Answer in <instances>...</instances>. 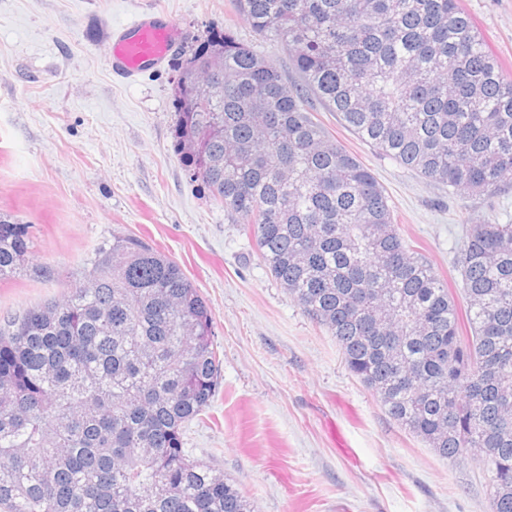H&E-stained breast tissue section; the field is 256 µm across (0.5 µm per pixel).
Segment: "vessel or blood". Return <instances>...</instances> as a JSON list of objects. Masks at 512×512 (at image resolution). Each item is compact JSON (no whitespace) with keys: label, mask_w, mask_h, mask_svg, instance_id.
<instances>
[{"label":"vessel or blood","mask_w":512,"mask_h":512,"mask_svg":"<svg viewBox=\"0 0 512 512\" xmlns=\"http://www.w3.org/2000/svg\"><path fill=\"white\" fill-rule=\"evenodd\" d=\"M178 30L167 18L152 11L112 32V74L123 81L135 80L145 70L162 65L174 51Z\"/></svg>","instance_id":"1"}]
</instances>
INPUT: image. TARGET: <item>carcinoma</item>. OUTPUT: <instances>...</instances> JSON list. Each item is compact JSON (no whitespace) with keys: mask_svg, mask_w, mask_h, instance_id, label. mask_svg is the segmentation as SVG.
<instances>
[{"mask_svg":"<svg viewBox=\"0 0 512 512\" xmlns=\"http://www.w3.org/2000/svg\"><path fill=\"white\" fill-rule=\"evenodd\" d=\"M234 7L299 81L233 26L208 32L174 85L182 165L395 422L442 459L489 449V512H512V223L470 225L458 305L310 105L424 179L493 197L512 186V78L458 0ZM29 249L28 226L0 219V281ZM218 373L180 265L112 237L62 301L0 323V512H258L184 448ZM258 50L261 51L267 59L281 67L288 79L289 77H294L295 72L289 64L288 53L279 44L269 41L262 42L259 44Z\"/></svg>","mask_w":512,"mask_h":512,"instance_id":"1","label":"carcinoma"}]
</instances>
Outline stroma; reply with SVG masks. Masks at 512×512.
Wrapping results in <instances>:
<instances>
[{
	"instance_id": "1",
	"label": "stroma",
	"mask_w": 512,
	"mask_h": 512,
	"mask_svg": "<svg viewBox=\"0 0 512 512\" xmlns=\"http://www.w3.org/2000/svg\"><path fill=\"white\" fill-rule=\"evenodd\" d=\"M459 4L512 76V0ZM149 9L177 27L178 52L116 82L112 30ZM228 23L252 39L233 0H0V214L32 240L26 271L0 281V318L62 300L112 237L141 238L180 264L212 312L221 373L185 448L258 512H488L483 465L440 458L391 419L181 164L177 55ZM320 118L384 187L400 235L459 293L469 226L512 223V188L453 193L380 156L335 113Z\"/></svg>"
}]
</instances>
